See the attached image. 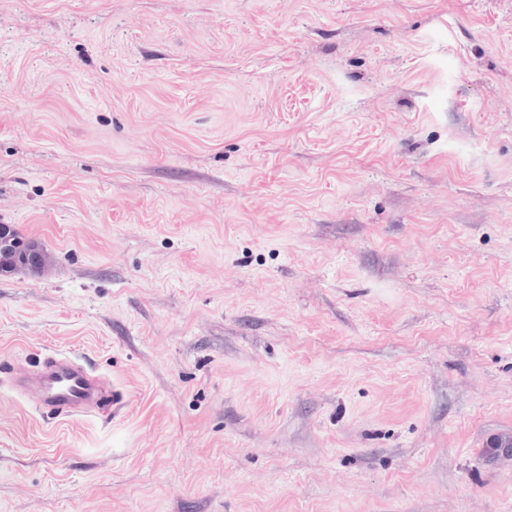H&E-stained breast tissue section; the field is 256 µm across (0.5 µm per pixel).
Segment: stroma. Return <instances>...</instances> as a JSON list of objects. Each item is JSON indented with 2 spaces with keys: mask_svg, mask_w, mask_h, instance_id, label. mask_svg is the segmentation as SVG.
I'll return each instance as SVG.
<instances>
[{
  "mask_svg": "<svg viewBox=\"0 0 512 512\" xmlns=\"http://www.w3.org/2000/svg\"><path fill=\"white\" fill-rule=\"evenodd\" d=\"M0 224V512H512V0H0ZM12 384L52 418L104 412L109 406L116 414L123 405L122 397L105 379L61 354L46 357L37 372Z\"/></svg>",
  "mask_w": 512,
  "mask_h": 512,
  "instance_id": "1",
  "label": "stroma"
}]
</instances>
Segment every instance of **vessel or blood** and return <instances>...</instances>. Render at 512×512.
I'll use <instances>...</instances> for the list:
<instances>
[{
  "mask_svg": "<svg viewBox=\"0 0 512 512\" xmlns=\"http://www.w3.org/2000/svg\"><path fill=\"white\" fill-rule=\"evenodd\" d=\"M13 386L54 418L99 413L109 407L117 411L123 405L122 397L105 379L61 354L46 357L37 372L15 380Z\"/></svg>",
  "mask_w": 512,
  "mask_h": 512,
  "instance_id": "b4317fda",
  "label": "vessel or blood"
}]
</instances>
